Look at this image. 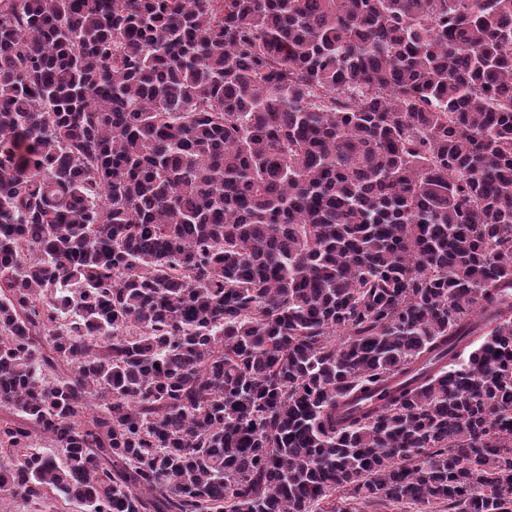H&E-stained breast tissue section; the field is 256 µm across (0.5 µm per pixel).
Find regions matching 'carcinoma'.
<instances>
[{
    "label": "carcinoma",
    "mask_w": 512,
    "mask_h": 512,
    "mask_svg": "<svg viewBox=\"0 0 512 512\" xmlns=\"http://www.w3.org/2000/svg\"><path fill=\"white\" fill-rule=\"evenodd\" d=\"M508 295L512 0H0V499L512 512Z\"/></svg>",
    "instance_id": "carcinoma-1"
}]
</instances>
